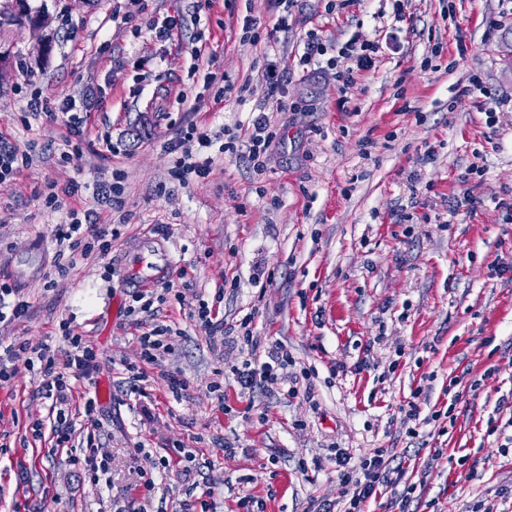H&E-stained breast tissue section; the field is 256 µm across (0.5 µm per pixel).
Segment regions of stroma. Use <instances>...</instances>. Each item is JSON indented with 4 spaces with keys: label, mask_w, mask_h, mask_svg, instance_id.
<instances>
[{
    "label": "stroma",
    "mask_w": 512,
    "mask_h": 512,
    "mask_svg": "<svg viewBox=\"0 0 512 512\" xmlns=\"http://www.w3.org/2000/svg\"><path fill=\"white\" fill-rule=\"evenodd\" d=\"M76 2L29 0L43 24L6 36L0 135L30 163L0 180V280L31 312L0 323V341L57 350L63 320L86 336L101 369L72 398L99 393L93 419L111 471L84 480L66 451H52L51 433L28 438L30 416L49 404L36 396L39 377L19 369L0 386V512H238L246 495L251 512H309L344 495L340 448L355 460L402 459L417 485L410 512H512V447L491 428L512 417V0H351L334 12L326 0H296L287 31L257 43L234 25L268 20L270 0ZM165 21L175 28L162 38ZM311 30L342 71L353 66L338 56L349 40L384 46L344 95L334 74L295 69ZM196 47L239 85L264 84L276 64L288 75L283 96L217 100ZM474 74L481 86L465 92ZM34 89L59 106L83 100L70 159L63 118L25 120ZM258 112L281 134L265 174L214 147L206 179L170 176L164 146L178 128H244ZM473 165L483 171L475 185L465 179ZM116 171L119 204L98 203L96 186ZM71 180L82 186L72 206L119 235L106 259L78 261L50 288L53 230L66 215L36 195ZM161 226L185 301L133 315L119 253ZM502 262L510 271L496 272ZM198 294L224 320L223 345L189 318ZM249 313L261 347L292 354L297 395L279 384L242 395L231 369L247 357L235 327ZM154 323L180 335L135 392L122 363L136 360ZM164 370L187 379L182 394ZM450 407L455 427L432 420ZM175 440L191 460L145 490L140 470Z\"/></svg>",
    "instance_id": "1"
}]
</instances>
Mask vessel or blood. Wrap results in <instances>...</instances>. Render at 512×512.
<instances>
[{
	"label": "vessel or blood",
	"mask_w": 512,
	"mask_h": 512,
	"mask_svg": "<svg viewBox=\"0 0 512 512\" xmlns=\"http://www.w3.org/2000/svg\"><path fill=\"white\" fill-rule=\"evenodd\" d=\"M121 265L128 274V286L140 290L169 279L175 268L170 251L158 237L150 234L139 237L125 248Z\"/></svg>",
	"instance_id": "b4317fda"
}]
</instances>
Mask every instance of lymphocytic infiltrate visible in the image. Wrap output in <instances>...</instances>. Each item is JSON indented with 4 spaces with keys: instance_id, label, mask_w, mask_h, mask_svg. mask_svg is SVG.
Returning <instances> with one entry per match:
<instances>
[{
    "instance_id": "1",
    "label": "lymphocytic infiltrate",
    "mask_w": 512,
    "mask_h": 512,
    "mask_svg": "<svg viewBox=\"0 0 512 512\" xmlns=\"http://www.w3.org/2000/svg\"><path fill=\"white\" fill-rule=\"evenodd\" d=\"M276 138L271 121L266 113H258L247 129L246 135H228L221 150L224 155L247 162L255 173H262L268 150ZM213 143L206 130L198 126L187 128L173 143L175 152L171 160V171L182 182L190 179L207 178L211 171L212 159L204 151ZM67 220L57 225L55 242L59 250L54 260L58 274H66L77 258L98 255L108 256L112 243L107 232L99 227L92 210H66ZM64 347L61 352L51 351L45 346L0 345V385L14 381L19 368L39 375L41 383L37 394L50 401L55 415L52 427L55 448L69 447L76 432L79 417H92L96 409L94 397H86L82 408L72 404V390L76 382L91 379L100 366L99 355L86 338L75 333L69 323L59 326ZM24 353L23 366H16L17 353ZM292 364L287 348L279 343L272 344L266 356H251L244 367L235 369L236 379L244 391L254 393L265 384L276 382ZM336 463L340 477L346 486L340 512H365L367 503L376 498L381 490L393 488V505L400 512H406L412 495L413 485H402V466L392 465L382 454H374L352 462L350 454L337 451Z\"/></svg>"
}]
</instances>
